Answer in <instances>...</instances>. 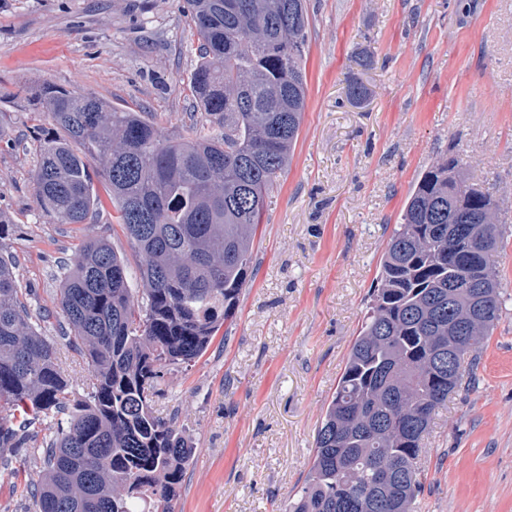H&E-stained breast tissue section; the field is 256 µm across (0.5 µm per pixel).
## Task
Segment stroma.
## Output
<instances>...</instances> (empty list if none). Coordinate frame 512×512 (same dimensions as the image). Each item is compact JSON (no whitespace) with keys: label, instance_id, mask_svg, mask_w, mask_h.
<instances>
[{"label":"stroma","instance_id":"35a3bbf8","mask_svg":"<svg viewBox=\"0 0 512 512\" xmlns=\"http://www.w3.org/2000/svg\"><path fill=\"white\" fill-rule=\"evenodd\" d=\"M306 106L287 170L268 191L253 269L232 319L154 404L191 435L173 512H284L306 485L317 429L358 336L414 185L457 157L500 203V316L471 384L434 418L414 512H512V0H306ZM183 0H0V252L31 289L76 394L85 357L62 340V266L86 235L137 273L104 205L57 224L33 190L48 83L148 113L171 139L204 121ZM363 87L361 98L349 84Z\"/></svg>","mask_w":512,"mask_h":512}]
</instances>
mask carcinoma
Listing matches in <instances>:
<instances>
[{"mask_svg": "<svg viewBox=\"0 0 512 512\" xmlns=\"http://www.w3.org/2000/svg\"><path fill=\"white\" fill-rule=\"evenodd\" d=\"M184 9L197 34L198 106L224 134L169 141L142 112L51 84L32 92L56 130L32 174L38 204L58 224L89 223L102 202L88 158H103L112 223L141 257L134 283L110 244L90 237L64 268L65 339L94 370L76 398L54 340L30 320L31 291L0 254V461L62 415L33 451L32 512H171L194 444L154 414L153 398L164 368L202 356L235 313L265 196L298 136L306 0H184ZM498 209L454 157L423 173L317 430L308 482L286 512H411L424 435L472 380L465 357L499 316Z\"/></svg>", "mask_w": 512, "mask_h": 512, "instance_id": "obj_1", "label": "carcinoma"}]
</instances>
